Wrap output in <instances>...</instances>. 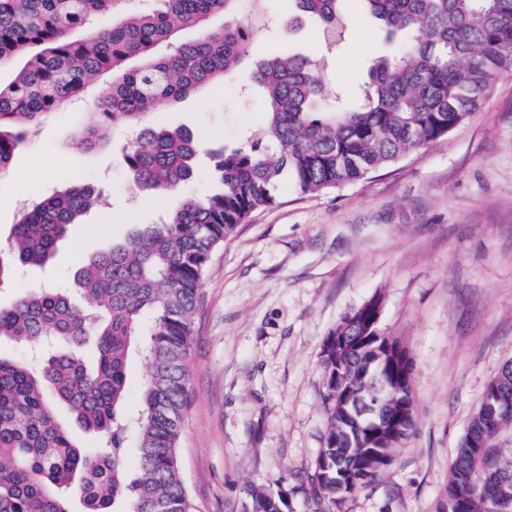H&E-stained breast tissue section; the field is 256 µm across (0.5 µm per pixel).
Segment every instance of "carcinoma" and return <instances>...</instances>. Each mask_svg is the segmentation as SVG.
<instances>
[{"label": "carcinoma", "instance_id": "cac0c4a2", "mask_svg": "<svg viewBox=\"0 0 512 512\" xmlns=\"http://www.w3.org/2000/svg\"><path fill=\"white\" fill-rule=\"evenodd\" d=\"M0 0V176L26 133L78 98L101 75L112 93L81 134L88 150L105 126L137 131L124 150L134 185L164 192L196 179L204 143L190 130L147 124L198 89L251 59L250 86L264 104L259 132L235 148L210 152L217 189L188 197L124 242L83 261L74 272L81 301L65 288L31 286L0 307V342L64 343L39 365L0 356V512H195L181 475L179 439L189 402V359L198 287L212 253L255 212L278 202L282 177L314 196L365 179L465 124L497 80L512 72V0H360L383 25L391 47L371 60L353 102L325 104L324 58L303 53L250 57L275 18L268 0ZM317 22L326 52L346 39L339 0H294ZM224 18L214 28L211 22ZM195 30L191 41L181 32ZM102 191L82 183L21 212L0 249V283L14 269L50 262L58 243ZM379 294L347 313L322 350L323 446L310 482L311 512H344L350 497L393 461L377 429L355 418L352 395L377 379L371 328ZM146 368L136 406L126 404L130 361ZM413 359L385 365L386 415L405 411L415 424ZM67 407L94 450L58 420ZM512 360L485 388L450 467L444 512H512L498 499L512 483ZM481 490L469 492L473 481ZM244 512H288L282 490L254 486Z\"/></svg>", "mask_w": 512, "mask_h": 512}]
</instances>
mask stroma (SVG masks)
<instances>
[{
    "instance_id": "35a3bbf8",
    "label": "stroma",
    "mask_w": 512,
    "mask_h": 512,
    "mask_svg": "<svg viewBox=\"0 0 512 512\" xmlns=\"http://www.w3.org/2000/svg\"><path fill=\"white\" fill-rule=\"evenodd\" d=\"M350 25L325 60L330 87L357 97L385 49L359 0H342ZM259 53L319 54L316 25L265 36ZM246 72L199 89L157 115L208 144L239 146L262 124V105L241 93ZM110 77L35 126L0 177V246L21 209L74 182L100 184L105 207L87 214L47 266H29L0 288L10 306L25 286L71 285L92 254L157 222L202 178L169 195L137 193L113 131L94 150L76 142ZM382 325L413 358L415 427L389 470L358 490L347 512H438L450 464L487 383L512 360V74L447 138L367 179L280 200L255 213L217 249L199 286L189 361L191 399L180 438L181 472L198 512H242L251 486L288 492L309 512L312 462L322 446L321 350L341 318L375 293Z\"/></svg>"
}]
</instances>
